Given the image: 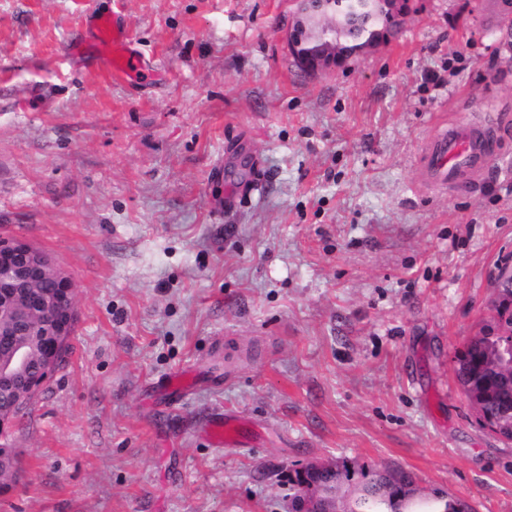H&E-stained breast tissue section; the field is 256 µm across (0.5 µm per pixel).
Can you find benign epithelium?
Segmentation results:
<instances>
[{
    "label": "benign epithelium",
    "instance_id": "benign-epithelium-1",
    "mask_svg": "<svg viewBox=\"0 0 512 512\" xmlns=\"http://www.w3.org/2000/svg\"><path fill=\"white\" fill-rule=\"evenodd\" d=\"M356 14L387 6L386 18L399 24L405 17L400 0H359ZM340 12L336 0H300V17L288 34V49L300 65L317 75L345 65L354 55L372 50L362 44L351 53L336 51L328 41ZM78 319L73 283L45 252L19 239H0V388L6 391L0 407V427L23 412L54 371L68 346ZM333 468L308 464L301 468L299 512H336V499L309 480V473Z\"/></svg>",
    "mask_w": 512,
    "mask_h": 512
}]
</instances>
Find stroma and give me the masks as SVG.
I'll return each mask as SVG.
<instances>
[{
    "label": "stroma",
    "mask_w": 512,
    "mask_h": 512,
    "mask_svg": "<svg viewBox=\"0 0 512 512\" xmlns=\"http://www.w3.org/2000/svg\"><path fill=\"white\" fill-rule=\"evenodd\" d=\"M498 0H412L398 35L311 75L295 0H0V238L72 279L71 352L11 430L0 512H288L290 469L400 466L512 512V441L453 356L512 255V30ZM119 15L155 77L76 43ZM498 129L427 193L441 122ZM263 180L234 184L240 158ZM193 390L165 394L173 374ZM260 441L216 448L214 414Z\"/></svg>",
    "instance_id": "1"
}]
</instances>
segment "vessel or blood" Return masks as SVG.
<instances>
[{
  "label": "vessel or blood",
  "mask_w": 512,
  "mask_h": 512,
  "mask_svg": "<svg viewBox=\"0 0 512 512\" xmlns=\"http://www.w3.org/2000/svg\"><path fill=\"white\" fill-rule=\"evenodd\" d=\"M94 51L103 71L142 81L152 72L130 47L129 38L114 18H95ZM491 132L480 126L448 124L430 133L419 156L421 182L433 193L467 189L472 175L493 155ZM210 442L218 447H234L255 436L253 427L235 414L216 415L206 429Z\"/></svg>",
  "instance_id": "obj_1"
}]
</instances>
